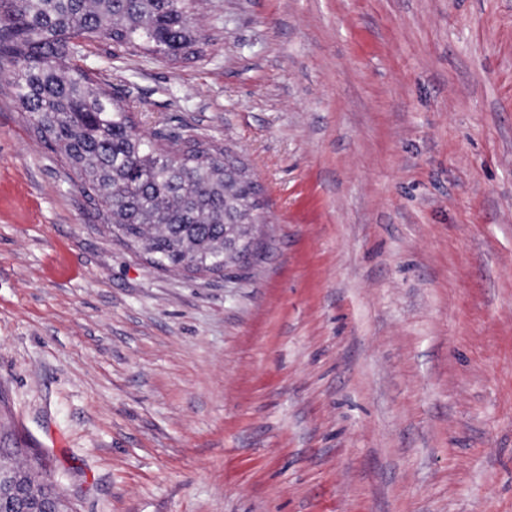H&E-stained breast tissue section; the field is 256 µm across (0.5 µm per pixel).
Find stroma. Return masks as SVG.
Listing matches in <instances>:
<instances>
[{
    "label": "stroma",
    "instance_id": "stroma-1",
    "mask_svg": "<svg viewBox=\"0 0 512 512\" xmlns=\"http://www.w3.org/2000/svg\"><path fill=\"white\" fill-rule=\"evenodd\" d=\"M82 66L236 152L258 260L153 268L0 73V412L74 512H512V0H197Z\"/></svg>",
    "mask_w": 512,
    "mask_h": 512
}]
</instances>
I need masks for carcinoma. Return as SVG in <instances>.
<instances>
[{
  "label": "carcinoma",
  "mask_w": 512,
  "mask_h": 512,
  "mask_svg": "<svg viewBox=\"0 0 512 512\" xmlns=\"http://www.w3.org/2000/svg\"><path fill=\"white\" fill-rule=\"evenodd\" d=\"M196 0H0V70L8 72L35 134L54 147L90 191L113 233L141 247L162 271L219 273L240 263L224 253V220L257 219L244 165L224 167V150L193 141L173 148L134 132L122 96L77 64L81 41L108 39L176 59L200 53ZM0 512H16L11 489L29 490L28 508L66 501L45 458L0 448Z\"/></svg>",
  "instance_id": "carcinoma-1"
}]
</instances>
